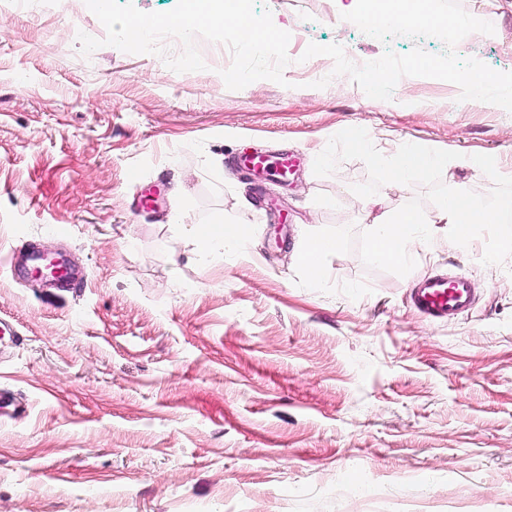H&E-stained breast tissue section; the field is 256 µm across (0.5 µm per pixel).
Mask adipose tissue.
<instances>
[{"instance_id":"adipose-tissue-1","label":"adipose tissue","mask_w":512,"mask_h":512,"mask_svg":"<svg viewBox=\"0 0 512 512\" xmlns=\"http://www.w3.org/2000/svg\"><path fill=\"white\" fill-rule=\"evenodd\" d=\"M340 139L347 149L363 152L367 163L390 185L429 177L440 168L448 172L451 187L430 212L410 206L388 210L381 202H369L373 216L369 251L375 259L411 269L418 243L437 245L449 240L464 248L469 245L476 224L494 228L501 246L512 249V213L474 196L465 185L467 176L495 174V167L485 158L413 144L398 146L391 153L371 146L364 129L358 126L342 131ZM185 235L197 261L208 262L227 250L246 253L251 229L244 224H192Z\"/></svg>"}]
</instances>
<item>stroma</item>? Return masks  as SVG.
Returning a JSON list of instances; mask_svg holds the SVG:
<instances>
[{
    "label": "stroma",
    "mask_w": 512,
    "mask_h": 512,
    "mask_svg": "<svg viewBox=\"0 0 512 512\" xmlns=\"http://www.w3.org/2000/svg\"><path fill=\"white\" fill-rule=\"evenodd\" d=\"M497 22L456 47L512 71V0H460ZM286 28L285 84L226 87L220 44L206 70L103 46L84 0L0 9V512H512V252L421 253L404 272L374 261L366 203L430 210L437 171L399 188L336 138L464 151L512 167V113L460 100L449 82L404 77L369 98L309 44L361 64L385 49L336 0H257ZM328 78L326 87L313 83ZM289 157L286 179L241 170ZM328 166H313L317 153ZM220 170H213V160ZM254 228L251 250L197 263L180 224ZM338 239L309 287L291 260L306 234ZM35 247L82 272L36 278ZM466 277L473 307L430 321L416 283Z\"/></svg>",
    "instance_id": "stroma-1"
}]
</instances>
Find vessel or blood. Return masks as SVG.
<instances>
[{"label": "vessel or blood", "mask_w": 512, "mask_h": 512, "mask_svg": "<svg viewBox=\"0 0 512 512\" xmlns=\"http://www.w3.org/2000/svg\"><path fill=\"white\" fill-rule=\"evenodd\" d=\"M253 170L286 176L293 164L285 158L256 155L246 158ZM411 301L415 309L427 318L445 319L468 311L475 298L471 284L465 277L445 275L420 281L412 290Z\"/></svg>", "instance_id": "obj_1"}]
</instances>
